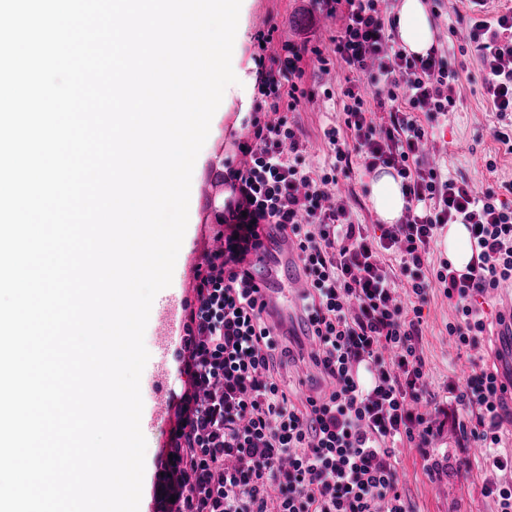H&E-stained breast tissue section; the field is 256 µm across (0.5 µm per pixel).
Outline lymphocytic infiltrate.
Instances as JSON below:
<instances>
[{
	"mask_svg": "<svg viewBox=\"0 0 512 512\" xmlns=\"http://www.w3.org/2000/svg\"><path fill=\"white\" fill-rule=\"evenodd\" d=\"M311 12L339 20L333 53L347 69L346 99L324 133L331 157L316 170L290 112L311 93L312 36L268 52L256 37L252 59L262 96L234 145L247 162L226 160L216 217L219 248L206 251L187 301L179 370L189 386L155 487L158 512H410L399 488L397 451H427L435 436L417 409L427 386L422 308L440 290L455 311L448 334L474 349L486 330L479 294L512 282V204L444 175L420 146L456 105L457 72L445 53L416 57L396 47L382 0H310ZM469 39L499 118L512 113V9L494 21L471 18ZM385 112L374 121L375 111ZM393 169L408 199L397 224L371 233L355 222L339 177ZM466 225L476 253L466 272L432 267L442 228ZM293 241L307 286L299 298L309 358L329 387L295 398L276 378L283 334L253 282L250 257L268 230ZM394 263H387V256ZM505 386L482 359L448 417L482 448L481 492L512 512V461L499 452Z\"/></svg>",
	"mask_w": 512,
	"mask_h": 512,
	"instance_id": "1",
	"label": "lymphocytic infiltrate"
}]
</instances>
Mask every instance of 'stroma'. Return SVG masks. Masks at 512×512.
I'll return each instance as SVG.
<instances>
[{"label":"stroma","instance_id":"1","mask_svg":"<svg viewBox=\"0 0 512 512\" xmlns=\"http://www.w3.org/2000/svg\"><path fill=\"white\" fill-rule=\"evenodd\" d=\"M307 5L308 0H247L240 19L246 52H253L259 32L271 27L276 28L281 39H296L305 22ZM467 11L465 0H442L438 15L432 18L435 45L455 61L460 77L454 86L456 107L448 116L440 118L433 129L429 155L450 177L468 178L479 192L494 187L500 198L505 199L512 195L506 189L507 184L512 183V152L497 140L496 135L501 131H512V123L499 120L482 87L480 65L468 42L467 28L458 20L459 15ZM344 77V69L334 62L325 70L315 62L306 65L304 87L314 91L315 97L303 102L294 118L304 131L312 165L322 166L328 161L324 131L343 109L339 84ZM327 88L332 91L328 97L323 94ZM259 99L257 87L250 84L240 87L220 104L212 118L209 136L192 174L188 225L170 285L178 300L190 297L195 268L212 243L208 217L217 194L211 186L217 178L212 161L219 156L226 159L233 156L235 148L230 134L239 129L241 114L254 111ZM490 159L496 162L491 171L485 166ZM511 290L512 285L505 283L498 291L480 299L488 315V327L478 353L491 367L504 365L498 357L505 348L498 335V318L502 314L503 295ZM454 318L455 313L443 294L433 292L423 308L422 355L430 376L424 408L434 422L441 424L442 430L428 453L415 448H404L399 453V484L411 512L493 510L492 503L481 493L478 474L466 478L459 471L462 461H477L478 450L474 442L443 422L448 385L462 384L471 370L469 353L457 350L448 336L447 325ZM168 430V425H161L146 439L139 512H154L153 486L161 470L158 451L167 441Z\"/></svg>","mask_w":512,"mask_h":512}]
</instances>
